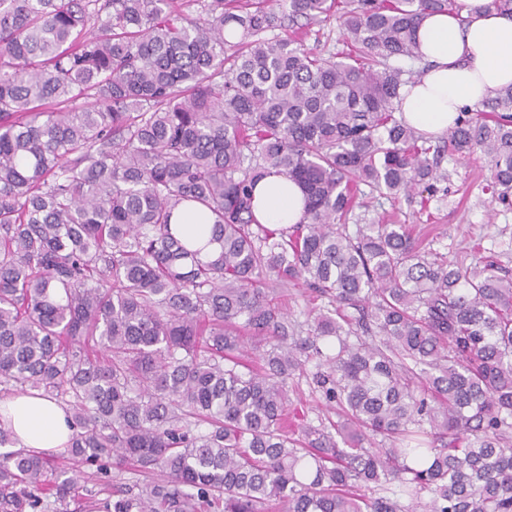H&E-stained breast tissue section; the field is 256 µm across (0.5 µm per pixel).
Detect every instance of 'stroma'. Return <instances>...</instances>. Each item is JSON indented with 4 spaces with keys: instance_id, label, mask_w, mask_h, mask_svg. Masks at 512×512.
Instances as JSON below:
<instances>
[{
    "instance_id": "1",
    "label": "stroma",
    "mask_w": 512,
    "mask_h": 512,
    "mask_svg": "<svg viewBox=\"0 0 512 512\" xmlns=\"http://www.w3.org/2000/svg\"><path fill=\"white\" fill-rule=\"evenodd\" d=\"M441 167L446 178L436 183L428 210L403 196L393 200L368 194L360 196L352 223L413 225L425 247L455 263L470 262V249L478 243L512 276V203L492 202L486 158L479 153L448 156Z\"/></svg>"
}]
</instances>
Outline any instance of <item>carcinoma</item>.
I'll return each mask as SVG.
<instances>
[{
    "instance_id": "carcinoma-1",
    "label": "carcinoma",
    "mask_w": 512,
    "mask_h": 512,
    "mask_svg": "<svg viewBox=\"0 0 512 512\" xmlns=\"http://www.w3.org/2000/svg\"><path fill=\"white\" fill-rule=\"evenodd\" d=\"M454 9L0 0V394L73 428L62 464L0 424V512H72L89 483L102 512H512V277L346 224L362 185L426 203L447 153L512 200V84L442 137L396 116L419 17ZM332 16L323 58L305 25ZM271 173L299 223L256 218ZM299 281L305 336L276 296ZM297 372L343 417L307 424ZM127 465L146 482L111 481ZM310 28L305 37L307 48H312L326 57L347 50L343 30L335 17H331L327 22L312 25Z\"/></svg>"
}]
</instances>
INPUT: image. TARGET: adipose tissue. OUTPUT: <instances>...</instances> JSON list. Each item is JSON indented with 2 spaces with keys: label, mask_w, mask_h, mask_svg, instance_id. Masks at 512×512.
Here are the masks:
<instances>
[{
  "label": "adipose tissue",
  "mask_w": 512,
  "mask_h": 512,
  "mask_svg": "<svg viewBox=\"0 0 512 512\" xmlns=\"http://www.w3.org/2000/svg\"><path fill=\"white\" fill-rule=\"evenodd\" d=\"M488 2L456 0L453 13L423 15L416 52L426 68L401 92L403 116L418 130L445 134L462 109L512 84V13L489 9ZM255 203L264 224L287 226L304 214L300 188L280 174L256 185ZM0 421L19 446L36 451L64 452L73 433L66 408L39 393L0 398Z\"/></svg>",
  "instance_id": "ef3b65f1"
}]
</instances>
